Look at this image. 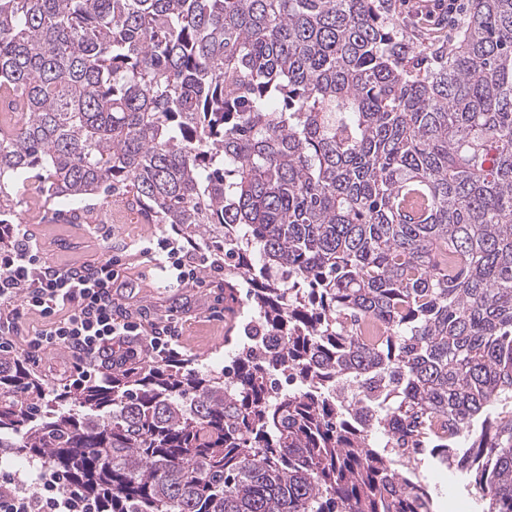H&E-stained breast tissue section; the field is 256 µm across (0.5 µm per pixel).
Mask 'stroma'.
I'll use <instances>...</instances> for the list:
<instances>
[{"mask_svg": "<svg viewBox=\"0 0 512 512\" xmlns=\"http://www.w3.org/2000/svg\"><path fill=\"white\" fill-rule=\"evenodd\" d=\"M105 206L92 201L88 212L73 220L59 214L58 202L29 196L19 197L11 223L29 225L44 259L56 266L93 262L117 257L127 267L123 297L133 315L158 320L172 314L184 319L182 354L197 367L220 368L230 350L224 341V292L214 285L211 267L200 266L196 278L177 283L141 256L146 246H156L171 235L167 224H149L135 211L122 221L99 222Z\"/></svg>", "mask_w": 512, "mask_h": 512, "instance_id": "stroma-1", "label": "stroma"}]
</instances>
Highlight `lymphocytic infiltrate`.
<instances>
[{
  "mask_svg": "<svg viewBox=\"0 0 512 512\" xmlns=\"http://www.w3.org/2000/svg\"><path fill=\"white\" fill-rule=\"evenodd\" d=\"M114 258L71 267L43 261L28 225L0 224V351L38 363L47 351L67 353L81 386L114 362L178 357L183 325L177 318L143 324L132 319L119 290ZM37 312L42 328L28 331L25 317ZM0 512H97L80 487L61 471L43 466L33 483L0 471Z\"/></svg>",
  "mask_w": 512,
  "mask_h": 512,
  "instance_id": "f902f5d3",
  "label": "lymphocytic infiltrate"
}]
</instances>
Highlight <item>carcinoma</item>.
Here are the masks:
<instances>
[{"label": "carcinoma", "instance_id": "cac0c4a2", "mask_svg": "<svg viewBox=\"0 0 512 512\" xmlns=\"http://www.w3.org/2000/svg\"><path fill=\"white\" fill-rule=\"evenodd\" d=\"M0 215L30 187L203 234L244 327L51 388L0 354V462L103 512H512V0H0ZM440 471H442V473H439ZM423 475L430 487L432 489L436 487L439 492V497L436 498L434 502L435 512H457L462 510L473 512L471 500L458 490L454 480L445 468L440 467L439 464L430 460H426L423 466ZM453 499L463 502L465 505L464 508H453ZM447 500L450 507L448 509H442L440 507L441 503L443 501L447 502Z\"/></svg>", "mask_w": 512, "mask_h": 512}]
</instances>
